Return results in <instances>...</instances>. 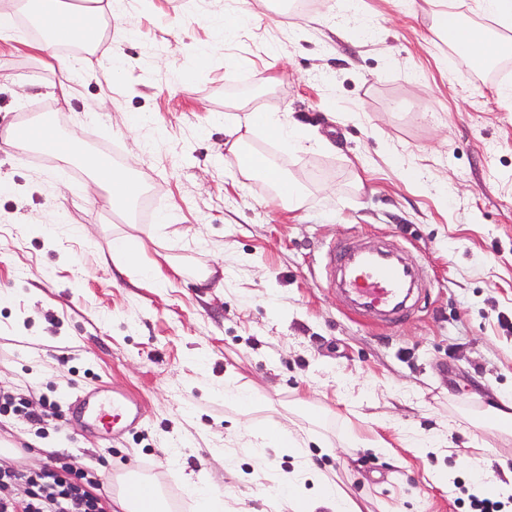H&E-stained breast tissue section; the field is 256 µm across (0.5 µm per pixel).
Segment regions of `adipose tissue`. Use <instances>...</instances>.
Returning <instances> with one entry per match:
<instances>
[{
    "label": "adipose tissue",
    "instance_id": "1",
    "mask_svg": "<svg viewBox=\"0 0 512 512\" xmlns=\"http://www.w3.org/2000/svg\"><path fill=\"white\" fill-rule=\"evenodd\" d=\"M430 11L428 18L433 32L449 46L462 49V61L471 69L483 70L492 60L511 57L512 41L494 36L486 27L477 23H464L458 13L448 7L447 0H427ZM31 11L37 24L44 30L42 39L30 42V49L37 54L57 60L60 66L85 73L90 79H98L100 70L93 62L96 52L93 27L75 23L61 28L55 21L64 13L62 0H0V35L10 34L17 25V15ZM80 44L85 53L69 59L61 58L60 47ZM261 127L275 137L285 150L301 152L306 150L313 136L298 126L283 121L277 114L260 109L248 111L244 123H232L228 127L233 142L231 151H238L241 143L236 136L241 129ZM95 184L105 185L112 194L113 203H132L141 193L140 183L129 173L112 165L100 162L90 167ZM246 176L260 174L274 186V196L289 208H301L306 196L302 186L272 165L267 158H260L258 164H243ZM315 479L318 489L315 495H306L303 485L308 479ZM284 508L288 512H359L357 505L324 475L309 476L305 467H298L292 473L288 487L281 492Z\"/></svg>",
    "mask_w": 512,
    "mask_h": 512
}]
</instances>
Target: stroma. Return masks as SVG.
<instances>
[{
	"label": "stroma",
	"mask_w": 512,
	"mask_h": 512,
	"mask_svg": "<svg viewBox=\"0 0 512 512\" xmlns=\"http://www.w3.org/2000/svg\"><path fill=\"white\" fill-rule=\"evenodd\" d=\"M112 8L131 33L117 43L100 16L97 57L117 48L125 60L112 103L97 110L101 85L83 83L55 130L77 135L81 153L111 150L144 191L118 206L82 162L0 152L11 184L0 193V395L69 402L104 384L137 398L142 421L109 444L92 427L39 432L0 416V443L15 450L5 468L64 452L121 475L149 458L169 512H197L189 482L213 484L229 512H277L273 486L292 458L253 457L242 437L274 419L360 512H468L454 485L471 484L476 457L486 481H512V435L491 414L512 396V73L481 78L450 62L425 0H359L344 18L327 0ZM225 10L249 17L228 45L207 19ZM73 79L0 45V127L38 121L52 87ZM242 104L329 142L289 154L246 135L304 188L302 208L243 176L225 147V118ZM394 150L421 182L405 179ZM151 210L166 222H146ZM123 237L161 282L113 254ZM339 241L400 247L423 281L414 312L385 325L345 309L324 275ZM408 428L446 434L452 454L406 446ZM378 439L387 453L369 449Z\"/></svg>",
	"instance_id": "1"
}]
</instances>
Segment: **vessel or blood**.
<instances>
[{"instance_id":"obj_1","label":"vessel or blood","mask_w":512,"mask_h":512,"mask_svg":"<svg viewBox=\"0 0 512 512\" xmlns=\"http://www.w3.org/2000/svg\"><path fill=\"white\" fill-rule=\"evenodd\" d=\"M396 247L368 248L338 245L326 259L328 280L343 304L355 312L395 322L414 310V268L399 257ZM76 422L93 420L106 440L131 432L141 421L136 398L119 389L102 386L82 392L71 405Z\"/></svg>"}]
</instances>
